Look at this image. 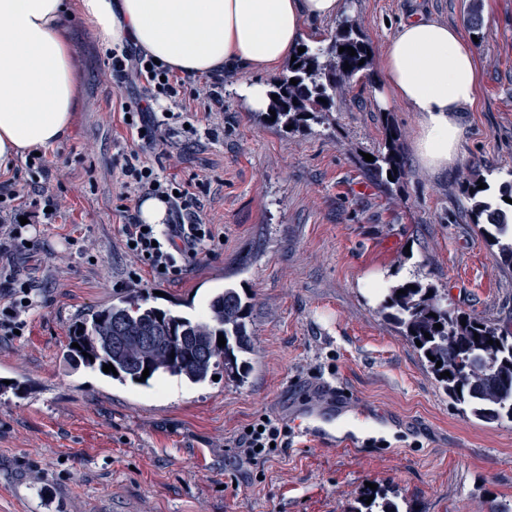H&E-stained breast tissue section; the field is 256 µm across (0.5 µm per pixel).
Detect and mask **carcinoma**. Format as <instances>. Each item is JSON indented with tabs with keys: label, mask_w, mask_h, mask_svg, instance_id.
Masks as SVG:
<instances>
[{
	"label": "carcinoma",
	"mask_w": 512,
	"mask_h": 512,
	"mask_svg": "<svg viewBox=\"0 0 512 512\" xmlns=\"http://www.w3.org/2000/svg\"><path fill=\"white\" fill-rule=\"evenodd\" d=\"M351 47L356 55L339 52ZM370 51L359 25L345 18L336 27L325 46H305L295 54L272 81L270 93L278 95L269 101L268 111L260 113L264 124L286 132H296L310 124H327L335 107L336 93L357 74L372 65ZM364 64H359L360 60ZM351 68H345V65ZM298 80L293 85L290 79ZM276 115H271V112ZM384 148L365 161L359 155L356 164L378 184L389 189L405 176L398 149L395 126L386 124ZM393 179H388V173ZM487 178H470L463 194L470 202L474 223L482 225V233L497 246L499 264L512 270V231L505 227V217H512V172L498 187L497 200L489 199L491 187L479 188ZM415 288H409V285ZM402 294H397V291ZM252 297L234 287L217 289L209 298L203 316L194 318L169 307L150 305L147 299L132 291L112 297L105 306L93 308L73 324L64 358L74 367L103 372V365L112 364L116 373L105 377L122 386L130 383L151 387L167 375L188 385L209 380L216 371L238 382L250 372L247 355L254 350L253 334L248 322ZM379 310L416 347L434 379L448 397L463 410L481 419L499 421L512 419V327L488 321L445 303L439 289L420 282H403L383 289ZM442 328H435V324ZM429 336H424V333ZM479 337H474V334ZM226 345L218 346V336ZM157 337L153 343L146 342ZM499 342L490 345L488 340ZM79 347H72V343ZM434 359H429V356ZM441 366H436V362ZM149 376L142 377L144 369ZM449 372L443 378L441 373ZM143 382H138V379ZM373 497L352 512H399L396 503L365 489L362 497Z\"/></svg>",
	"instance_id": "obj_1"
}]
</instances>
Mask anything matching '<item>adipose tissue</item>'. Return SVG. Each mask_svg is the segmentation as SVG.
<instances>
[{
    "label": "adipose tissue",
    "mask_w": 512,
    "mask_h": 512,
    "mask_svg": "<svg viewBox=\"0 0 512 512\" xmlns=\"http://www.w3.org/2000/svg\"><path fill=\"white\" fill-rule=\"evenodd\" d=\"M103 43L133 42L188 76L235 68L275 74L343 0H78ZM64 0H0V166L64 137L80 73L63 30ZM391 97L419 115L417 153L444 169L457 159L459 114L474 103L476 54L459 27L408 19L379 58Z\"/></svg>",
    "instance_id": "obj_1"
}]
</instances>
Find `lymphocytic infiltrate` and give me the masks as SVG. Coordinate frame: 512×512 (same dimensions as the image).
Masks as SVG:
<instances>
[{
  "mask_svg": "<svg viewBox=\"0 0 512 512\" xmlns=\"http://www.w3.org/2000/svg\"><path fill=\"white\" fill-rule=\"evenodd\" d=\"M107 58L110 78L137 91L133 101L122 105L125 126L138 138L137 148L120 152L115 159L123 186L134 196L160 200L167 212L165 223L147 226L138 215L125 213L120 242L154 276L178 279L192 271L198 255H211L224 247L220 231L202 214L192 180L167 173L163 163L168 140L177 134L181 122L177 108L186 80L169 66L154 64L151 55L129 43L113 46ZM25 168L31 175L27 207L17 205L11 183L0 185V290L6 294L0 304V332L7 336L27 328L43 296L40 285L21 277L8 262L9 257L27 250L21 222L52 223L57 206L46 184L49 166L45 156L27 155ZM254 424V430L242 431L232 441L246 460L253 462L270 456L273 448L288 446L292 430L286 422L259 417Z\"/></svg>",
  "mask_w": 512,
  "mask_h": 512,
  "instance_id": "lymphocytic-infiltrate-1",
  "label": "lymphocytic infiltrate"
}]
</instances>
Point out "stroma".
<instances>
[{
    "mask_svg": "<svg viewBox=\"0 0 512 512\" xmlns=\"http://www.w3.org/2000/svg\"><path fill=\"white\" fill-rule=\"evenodd\" d=\"M469 2L344 0L343 13L377 57L404 18L463 26ZM64 28L79 106L67 135L45 148L57 217L34 226L39 250L12 260L44 292L23 335H0V378L25 386L0 396V512H349L369 483L400 512L512 508V420L463 413L378 309L379 289L416 279L457 308L512 323V271L500 269L462 194L475 173L512 170V0H483L477 96L445 172L419 162V115L387 97L378 67L337 93L332 127L288 134L259 123L238 94L264 73L224 72L220 115L196 94L213 75L186 84L187 120L216 134L188 144L169 170L198 176L224 249L176 282L143 273L139 287L149 304L185 302L195 316L215 289L246 287L255 348L242 385L121 386L63 358L70 325L120 293L133 265L119 248L122 174L112 161L137 145L121 119L133 92L105 77L106 45L79 16ZM390 123L405 176L387 190L355 158L382 148ZM71 237L88 253L70 252ZM321 381L341 394L330 430L353 432V443L322 438L311 421ZM262 414L295 437L252 463L230 443Z\"/></svg>",
    "mask_w": 512,
    "mask_h": 512,
    "instance_id": "35a3bbf8",
    "label": "stroma"
}]
</instances>
